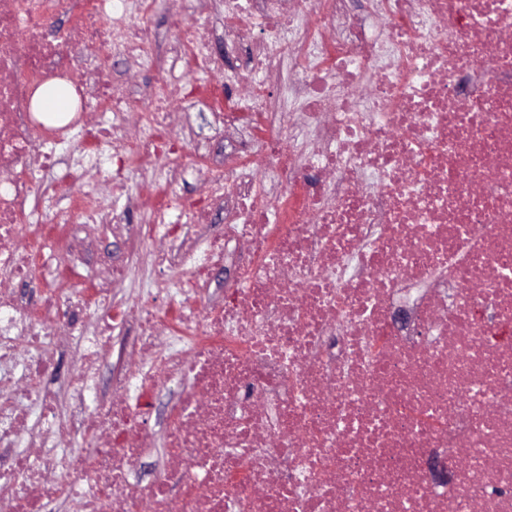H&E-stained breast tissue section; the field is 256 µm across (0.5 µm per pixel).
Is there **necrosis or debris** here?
I'll return each mask as SVG.
<instances>
[{"mask_svg":"<svg viewBox=\"0 0 512 512\" xmlns=\"http://www.w3.org/2000/svg\"><path fill=\"white\" fill-rule=\"evenodd\" d=\"M187 2L235 21L216 48L173 11L186 68L245 57L243 93L206 91L238 161H213L200 200L179 192L178 84L144 86L133 142L135 99L91 57L106 44L157 69L141 0H0V505L512 512V0H369L363 15L348 0ZM53 80L78 101L60 124L32 111ZM74 209L122 227L141 214L129 226L156 274L131 305L112 297L122 265L77 300L53 286L69 267L34 279L62 238L50 216ZM219 212L206 248L186 238ZM227 264L223 300L203 303ZM126 326L132 361L85 408ZM62 338L79 363L55 389ZM178 380L153 435L146 398ZM155 447L157 477L136 480Z\"/></svg>","mask_w":512,"mask_h":512,"instance_id":"necrosis-or-debris-1","label":"necrosis or debris"}]
</instances>
